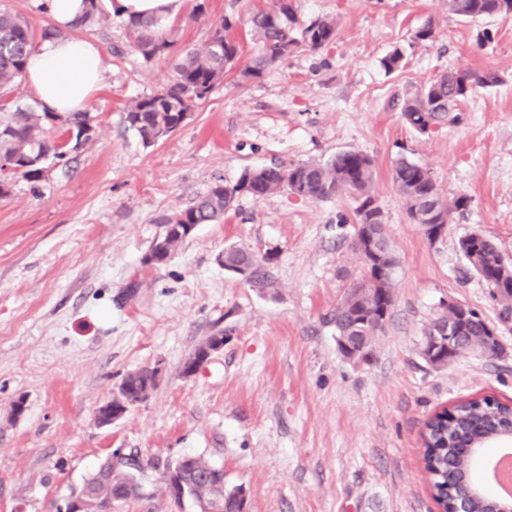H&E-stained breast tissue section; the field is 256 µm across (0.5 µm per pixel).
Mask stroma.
<instances>
[{"mask_svg": "<svg viewBox=\"0 0 512 512\" xmlns=\"http://www.w3.org/2000/svg\"><path fill=\"white\" fill-rule=\"evenodd\" d=\"M271 6L180 0L166 22L180 46L199 48L213 22L234 15L246 62L257 51L248 19ZM293 6L303 22L336 18V41L259 79L227 72L177 132L148 147L123 116L169 81L171 57L144 61L120 16L91 34L103 54L88 105L95 140L40 192L20 181L0 199V512H61L114 454L155 465L139 498L112 512H195L164 491L163 464L186 455L223 467L249 512H436L420 465L425 418L469 397L512 400V327L499 325L500 306L459 245L478 233L512 261V18L462 19L445 0ZM429 20L435 40L413 41ZM395 49L405 66L389 73L381 60ZM449 68L490 69L501 81L463 100L455 122L416 131L406 97ZM349 150L375 160L373 196L399 261L392 318L369 362L346 361L328 322L362 273L349 196H239L168 262L143 265L163 219L215 181ZM401 157L429 170L447 198L471 200L437 241L412 223L392 182ZM230 245L271 256L267 287L225 271ZM451 303L498 324L500 358L469 353L444 368L423 359L424 330ZM218 332L223 349L185 375L186 359ZM142 367L159 368L158 386L98 425L99 407Z\"/></svg>", "mask_w": 512, "mask_h": 512, "instance_id": "35a3bbf8", "label": "stroma"}]
</instances>
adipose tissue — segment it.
<instances>
[{"label":"adipose tissue","mask_w":512,"mask_h":512,"mask_svg":"<svg viewBox=\"0 0 512 512\" xmlns=\"http://www.w3.org/2000/svg\"><path fill=\"white\" fill-rule=\"evenodd\" d=\"M45 6L61 34L30 52L27 82L42 109L59 114L83 111L102 80L98 45L73 33L84 4L82 0H46Z\"/></svg>","instance_id":"ef3b65f1"}]
</instances>
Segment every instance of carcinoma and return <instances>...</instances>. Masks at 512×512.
Listing matches in <instances>:
<instances>
[{
    "instance_id": "cac0c4a2",
    "label": "carcinoma",
    "mask_w": 512,
    "mask_h": 512,
    "mask_svg": "<svg viewBox=\"0 0 512 512\" xmlns=\"http://www.w3.org/2000/svg\"><path fill=\"white\" fill-rule=\"evenodd\" d=\"M85 11L79 31L92 34L101 29L107 15L101 0H84ZM448 10L455 16L512 17V0H448ZM251 32L258 44V53L242 74L247 79H259L275 63L299 51H316L338 36L336 20L324 17L307 23L299 22L289 0H274L269 10L258 11L249 19ZM125 27L134 35V47L146 62L169 54L176 45L173 31L162 24L160 17H131ZM234 18L224 16L212 24V35L201 49L182 50L173 65V76L159 90L137 98L128 107L124 121L141 142L148 146L181 127L183 116L197 103L207 99L223 82L226 69L234 68L240 58V45L228 35ZM60 34L52 25L37 27L26 15L8 8L0 9V97L19 90L26 78V61L36 46V39ZM500 83L492 70L450 69L432 79L406 101L404 116L418 132L426 133L450 113L475 89ZM96 132V115L83 112L54 114L39 108L35 99L15 105L11 112H0V199L7 198L14 183L25 180L33 191L40 190L50 166H65L69 156L89 144ZM375 163L362 151H348L326 163H302L288 168L255 167L245 170L234 184L219 180L193 203L165 218L163 251L150 246L151 257L146 265L166 263L192 236L200 224H215L224 218L239 195L259 199L279 191H289L313 201H327L342 194L357 202L355 213L360 224L377 225L378 247L385 254H394L381 209L373 197ZM392 180L405 201L407 213L415 224H450L452 215L464 214L471 200L459 196L448 200L428 170L398 159L392 168ZM461 251L470 267L485 281L492 296L501 306L500 319L512 318V270L504 266V257L496 245L481 234L473 233L460 241ZM271 257L258 259L253 253L229 247L224 250V270L239 267L250 269L246 281L253 286H265L266 273L262 263ZM394 289V278L384 285L367 276L352 283L346 290L329 323L336 337L355 336L368 352H373L375 338L392 318L394 303H383L381 287ZM464 317L453 308L435 319L424 332L421 355L435 365L452 353L461 357L478 351L494 359L501 354L497 341L488 331L490 323L476 311L467 309ZM456 320L462 331L455 335L452 348L432 345L437 324ZM123 394L127 406L142 401L141 394L155 388L154 374L147 368L129 372L124 378ZM512 432V405L498 399L468 400L457 403L448 411L425 422L422 434L425 448L422 462L428 472L433 498L444 512L472 494L482 497L487 512H498L496 495L477 480L479 462L461 451L464 444L486 446ZM144 468L140 460L115 456L105 460L83 484L80 491L95 502L93 512H112V506L139 495L135 472ZM164 489L180 483L198 501L209 504L212 512H239L237 504L224 491V469L199 458L179 467L166 463L163 472Z\"/></svg>"
}]
</instances>
